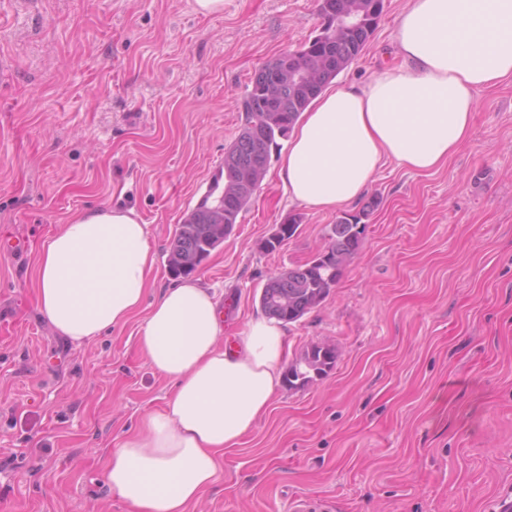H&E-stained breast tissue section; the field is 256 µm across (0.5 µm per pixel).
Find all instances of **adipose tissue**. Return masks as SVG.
<instances>
[{
  "instance_id": "adipose-tissue-1",
  "label": "adipose tissue",
  "mask_w": 512,
  "mask_h": 512,
  "mask_svg": "<svg viewBox=\"0 0 512 512\" xmlns=\"http://www.w3.org/2000/svg\"><path fill=\"white\" fill-rule=\"evenodd\" d=\"M392 40L399 64L324 90L294 129L278 169L290 202L332 212L359 202L385 160L419 173L447 162L470 137L478 93L512 78V0H410ZM150 240L132 208L74 216L39 256L38 310L82 345L147 309L139 347L174 391L110 449L103 476L132 512H187L220 453L268 412L287 338L263 315L224 348L216 297L198 278L147 302Z\"/></svg>"
}]
</instances>
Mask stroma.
Instances as JSON below:
<instances>
[{"label": "stroma", "mask_w": 512, "mask_h": 512, "mask_svg": "<svg viewBox=\"0 0 512 512\" xmlns=\"http://www.w3.org/2000/svg\"><path fill=\"white\" fill-rule=\"evenodd\" d=\"M408 0H386L337 83L392 62ZM317 0H0V512H129L103 480L110 448L171 391L137 344L144 312L82 345L37 310L34 271L75 214L123 204L151 229L150 295L166 247L224 163L254 74L319 34ZM272 155L261 188L196 274L225 333L259 315L269 276L314 258L339 219L289 203ZM360 250L287 325V362L335 346V367L278 389L224 450L188 512H501L512 502V80L479 93L469 140L438 170L387 161ZM296 234L260 251L273 225Z\"/></svg>", "instance_id": "35a3bbf8"}]
</instances>
